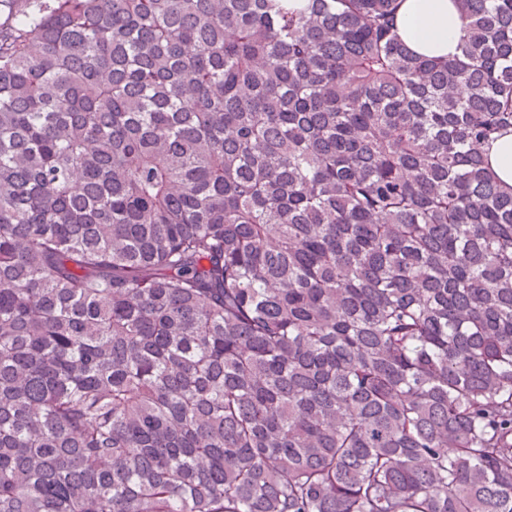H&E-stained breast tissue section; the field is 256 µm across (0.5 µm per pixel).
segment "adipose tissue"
<instances>
[{
    "label": "adipose tissue",
    "mask_w": 512,
    "mask_h": 512,
    "mask_svg": "<svg viewBox=\"0 0 512 512\" xmlns=\"http://www.w3.org/2000/svg\"><path fill=\"white\" fill-rule=\"evenodd\" d=\"M395 23L398 36L416 54L456 55L461 17L455 0H400Z\"/></svg>",
    "instance_id": "ef3b65f1"
}]
</instances>
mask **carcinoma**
Instances as JSON below:
<instances>
[{"mask_svg": "<svg viewBox=\"0 0 512 512\" xmlns=\"http://www.w3.org/2000/svg\"><path fill=\"white\" fill-rule=\"evenodd\" d=\"M0 512H512V0H18ZM398 36L418 55H456L461 17L453 0H402L396 14ZM489 166L502 184L512 188V131H505L484 147Z\"/></svg>", "mask_w": 512, "mask_h": 512, "instance_id": "obj_1", "label": "carcinoma"}]
</instances>
